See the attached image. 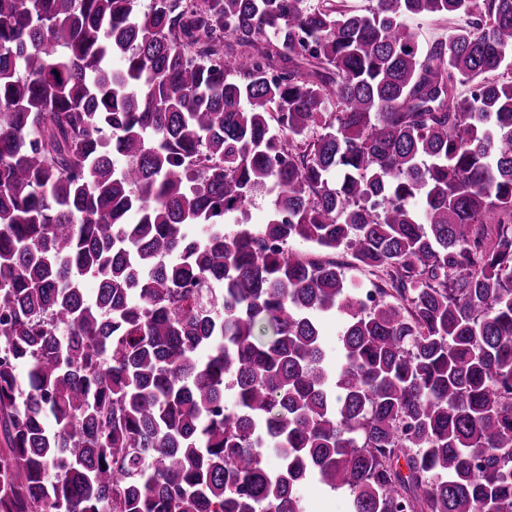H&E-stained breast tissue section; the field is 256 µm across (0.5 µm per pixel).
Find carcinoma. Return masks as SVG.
I'll list each match as a JSON object with an SVG mask.
<instances>
[{"mask_svg":"<svg viewBox=\"0 0 512 512\" xmlns=\"http://www.w3.org/2000/svg\"><path fill=\"white\" fill-rule=\"evenodd\" d=\"M303 3L0 0V512H512V0ZM404 23L424 42L425 40L448 34V30L459 23V21L457 18L439 21L436 19L406 17ZM270 195L265 192L257 193L248 206V223L260 227L267 222ZM342 321L339 317H332L323 322L322 337L325 348L331 356L338 357L340 352V334ZM305 512H351L352 498L346 489L331 490L316 480L299 488Z\"/></svg>","mask_w":512,"mask_h":512,"instance_id":"cac0c4a2","label":"carcinoma"}]
</instances>
